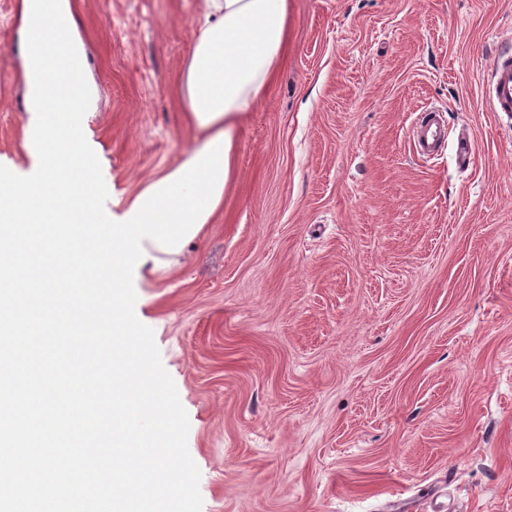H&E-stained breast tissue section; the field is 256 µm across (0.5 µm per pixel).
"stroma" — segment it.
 Listing matches in <instances>:
<instances>
[{
    "instance_id": "1",
    "label": "stroma",
    "mask_w": 512,
    "mask_h": 512,
    "mask_svg": "<svg viewBox=\"0 0 512 512\" xmlns=\"http://www.w3.org/2000/svg\"><path fill=\"white\" fill-rule=\"evenodd\" d=\"M224 203L137 263L202 512H512V0H289ZM203 0H79L84 117L119 219L195 140L176 80ZM21 0H0V165L32 174ZM448 129L416 154L425 110ZM468 138L474 155L460 165ZM490 75L491 111L512 112V53L509 48L502 50L493 60Z\"/></svg>"
}]
</instances>
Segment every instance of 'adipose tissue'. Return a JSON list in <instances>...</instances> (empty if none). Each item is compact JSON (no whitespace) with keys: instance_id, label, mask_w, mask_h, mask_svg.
Listing matches in <instances>:
<instances>
[{"instance_id":"adipose-tissue-1","label":"adipose tissue","mask_w":512,"mask_h":512,"mask_svg":"<svg viewBox=\"0 0 512 512\" xmlns=\"http://www.w3.org/2000/svg\"><path fill=\"white\" fill-rule=\"evenodd\" d=\"M288 0H204L178 90L203 149L265 96L288 41Z\"/></svg>"}]
</instances>
